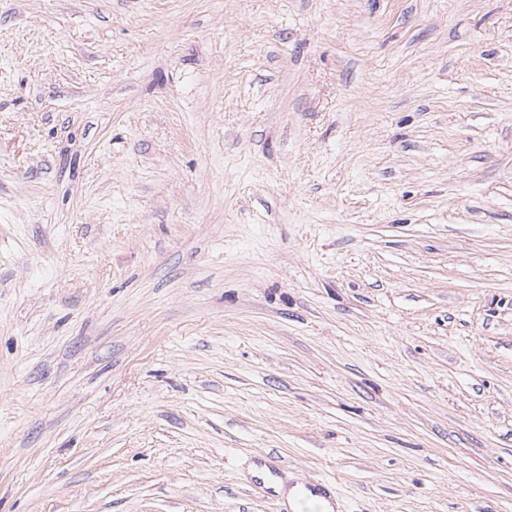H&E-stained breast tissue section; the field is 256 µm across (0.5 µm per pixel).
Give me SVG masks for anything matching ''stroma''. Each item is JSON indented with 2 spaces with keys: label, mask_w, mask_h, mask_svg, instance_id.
Listing matches in <instances>:
<instances>
[{
  "label": "stroma",
  "mask_w": 512,
  "mask_h": 512,
  "mask_svg": "<svg viewBox=\"0 0 512 512\" xmlns=\"http://www.w3.org/2000/svg\"><path fill=\"white\" fill-rule=\"evenodd\" d=\"M512 512V0H0V512Z\"/></svg>",
  "instance_id": "obj_1"
}]
</instances>
